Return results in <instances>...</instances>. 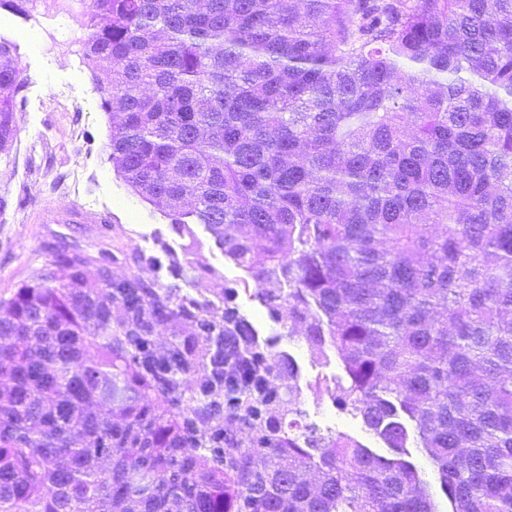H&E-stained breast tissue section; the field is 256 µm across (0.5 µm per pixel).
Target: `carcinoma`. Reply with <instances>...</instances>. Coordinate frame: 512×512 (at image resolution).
<instances>
[{
    "label": "carcinoma",
    "instance_id": "cac0c4a2",
    "mask_svg": "<svg viewBox=\"0 0 512 512\" xmlns=\"http://www.w3.org/2000/svg\"><path fill=\"white\" fill-rule=\"evenodd\" d=\"M84 17L112 169L332 337L336 405L394 457L297 416L224 456L225 340L255 335L234 289L218 306L53 252L0 296V512H438L409 421L453 512H512V0ZM19 74L1 39L5 156Z\"/></svg>",
    "mask_w": 512,
    "mask_h": 512
}]
</instances>
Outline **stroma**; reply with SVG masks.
<instances>
[{
    "label": "stroma",
    "mask_w": 512,
    "mask_h": 512,
    "mask_svg": "<svg viewBox=\"0 0 512 512\" xmlns=\"http://www.w3.org/2000/svg\"><path fill=\"white\" fill-rule=\"evenodd\" d=\"M81 22L65 10L37 16L29 2L20 11L0 6V38L15 45L24 99L15 114L18 140L10 156L0 155V197L8 202L0 211V295L28 281L48 253L73 249L93 259L111 254L113 275L155 277L216 304L225 287H234L240 316L270 358L277 412L296 408L319 434L344 435L388 455L361 418L334 402L345 373L331 340L314 347L287 311L271 317L261 286L225 257L204 225L177 228L113 171L106 152L110 121L100 108L105 84L92 79L74 52ZM79 208L97 212L100 221L75 218ZM137 251L180 265L186 278L176 281L135 262ZM288 362L293 371H285Z\"/></svg>",
    "instance_id": "obj_1"
}]
</instances>
